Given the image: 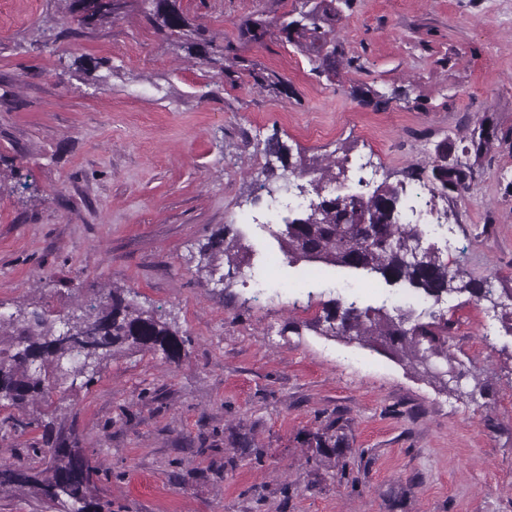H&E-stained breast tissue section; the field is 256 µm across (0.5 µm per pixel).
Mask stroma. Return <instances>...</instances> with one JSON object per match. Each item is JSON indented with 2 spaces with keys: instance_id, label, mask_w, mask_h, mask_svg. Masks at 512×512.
I'll use <instances>...</instances> for the list:
<instances>
[{
  "instance_id": "35a3bbf8",
  "label": "stroma",
  "mask_w": 512,
  "mask_h": 512,
  "mask_svg": "<svg viewBox=\"0 0 512 512\" xmlns=\"http://www.w3.org/2000/svg\"><path fill=\"white\" fill-rule=\"evenodd\" d=\"M7 2L0 311L57 323L121 288L186 355L116 349L62 386L47 427L38 406L0 401V458L40 465L47 438L80 448L98 468L99 512H512V0H350L333 35L354 65L333 80L278 32L301 0H180L190 26L226 45L220 65L159 30L145 0L72 37L65 0ZM259 17L264 37L241 38ZM251 67L282 84L256 85ZM358 85L381 99H355ZM274 135L292 160L346 146L376 182L412 189L438 152L469 168L422 242L485 296L432 308L402 283L288 262L266 224L293 216L297 189L273 205L252 193ZM223 232L253 251L228 285L197 270ZM388 297L415 320L447 319L435 364L456 377L312 327L333 303ZM321 435L335 447H317ZM0 512L64 508L12 486Z\"/></svg>"
}]
</instances>
